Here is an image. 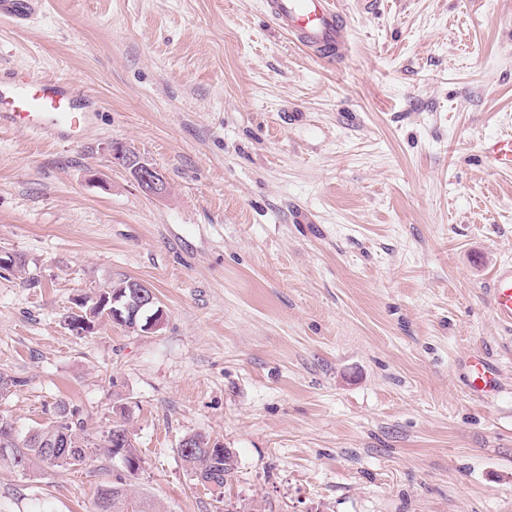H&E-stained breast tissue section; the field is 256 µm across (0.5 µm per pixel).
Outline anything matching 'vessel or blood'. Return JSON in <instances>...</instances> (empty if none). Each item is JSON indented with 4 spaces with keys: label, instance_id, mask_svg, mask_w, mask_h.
<instances>
[{
    "label": "vessel or blood",
    "instance_id": "1",
    "mask_svg": "<svg viewBox=\"0 0 512 512\" xmlns=\"http://www.w3.org/2000/svg\"><path fill=\"white\" fill-rule=\"evenodd\" d=\"M45 0H0V19L22 25L39 14ZM264 10L278 28L306 53L330 62L342 59L350 44L347 19L336 0H264ZM98 101L77 81L12 70L0 78V128L32 131L40 139L64 143L93 124ZM480 160L494 171H512V135L491 136L480 145ZM490 310L512 326V263L498 265L488 288ZM470 392L494 397L497 371L486 359L469 365Z\"/></svg>",
    "mask_w": 512,
    "mask_h": 512
}]
</instances>
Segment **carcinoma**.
<instances>
[{
  "label": "carcinoma",
  "mask_w": 512,
  "mask_h": 512,
  "mask_svg": "<svg viewBox=\"0 0 512 512\" xmlns=\"http://www.w3.org/2000/svg\"><path fill=\"white\" fill-rule=\"evenodd\" d=\"M149 288L138 280L124 277L107 286V295L120 292L131 294ZM121 419L102 431L93 432L88 427L83 411L66 400H59L53 407L52 417L25 436H20L14 426L0 418V463L21 471L35 467L83 469L96 452L114 457L124 455L127 467L115 476V481L98 490L97 512H151L150 504L131 494L130 487L139 472V458L134 445L127 448L112 447V433L131 436L127 427L129 415L120 408ZM67 447L57 448L56 443ZM185 466L203 484L219 488L233 474L236 461L224 453V447L211 444L209 437L192 435V447L178 449Z\"/></svg>",
  "instance_id": "cac0c4a2"
}]
</instances>
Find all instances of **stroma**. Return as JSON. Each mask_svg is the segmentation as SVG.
I'll return each mask as SVG.
<instances>
[{
  "mask_svg": "<svg viewBox=\"0 0 512 512\" xmlns=\"http://www.w3.org/2000/svg\"><path fill=\"white\" fill-rule=\"evenodd\" d=\"M345 58L302 53L263 0H49L0 21V67L80 81L101 103L75 142L0 131V417L64 399L88 425L131 412L132 486L153 512H512V329L485 287L512 261V0H379ZM165 176L143 193L112 158ZM166 321L63 319L111 281ZM496 367L490 400L467 362ZM236 453L224 487L177 453ZM114 463L0 467V512H95ZM481 162L493 171H512V135L485 138L479 151Z\"/></svg>",
  "mask_w": 512,
  "mask_h": 512,
  "instance_id": "35a3bbf8",
  "label": "stroma"
}]
</instances>
